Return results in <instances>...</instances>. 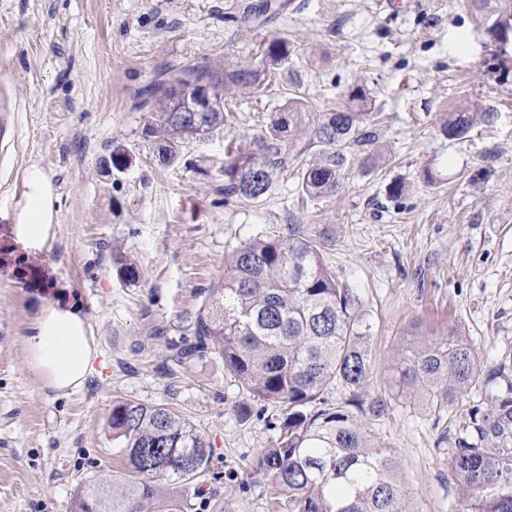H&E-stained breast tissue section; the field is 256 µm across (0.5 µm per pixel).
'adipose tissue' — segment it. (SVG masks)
Segmentation results:
<instances>
[{"instance_id":"obj_1","label":"adipose tissue","mask_w":512,"mask_h":512,"mask_svg":"<svg viewBox=\"0 0 512 512\" xmlns=\"http://www.w3.org/2000/svg\"><path fill=\"white\" fill-rule=\"evenodd\" d=\"M56 196L47 175L39 168L25 174L24 199L14 224L12 240L23 251L40 253L55 234ZM30 369L58 392L80 388L97 356L94 331L79 307L58 302L41 306L26 337Z\"/></svg>"}]
</instances>
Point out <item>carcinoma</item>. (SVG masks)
Instances as JSON below:
<instances>
[{"label":"carcinoma","mask_w":512,"mask_h":512,"mask_svg":"<svg viewBox=\"0 0 512 512\" xmlns=\"http://www.w3.org/2000/svg\"><path fill=\"white\" fill-rule=\"evenodd\" d=\"M284 8L281 0H258L244 7L246 19L260 22ZM488 29L512 30V0H495ZM292 53L285 38L271 40L260 60L242 67L224 59L197 62L165 73L139 91L137 108L157 114L148 129L160 163L170 165L180 144L192 138L174 113L194 101L192 84L208 86L217 106L202 113V134L230 120L226 101L234 93L257 91L267 74L282 71ZM180 83L182 94L170 91ZM372 101L362 83L348 89L347 104L324 112L313 125L303 114L313 105L287 97L270 113L261 133L240 146L227 145L224 198L259 200L288 169V142L318 148L299 172L302 194L311 199L336 195L351 150L366 168L379 154ZM496 112L478 103L448 113L440 132L461 139ZM112 168L122 173L132 161L115 146ZM128 282L141 279L137 262L118 259ZM222 300L199 314L196 335L209 342L234 377L244 398L281 407L275 431L255 461V473L277 484L280 512H419L412 493L398 483L399 456L374 436L372 420L388 403L366 395L371 365L372 325L359 299L325 264L322 250L290 224L285 232L257 236L224 257ZM400 386L411 390L429 411L440 415L473 392L481 399L459 415L454 447L448 450V481L462 494L464 512H512V367L508 359L490 365L456 332L433 341L417 339L394 357ZM344 392L330 402V390ZM112 439L120 445L129 477L110 484L89 481L76 493L73 512H184L186 504L162 496L165 485L188 486L206 476L212 448L186 419L163 405H112Z\"/></svg>","instance_id":"cac0c4a2"}]
</instances>
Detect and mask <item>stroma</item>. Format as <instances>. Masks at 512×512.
I'll list each match as a JSON object with an SVG mask.
<instances>
[{"label": "stroma", "mask_w": 512, "mask_h": 512, "mask_svg": "<svg viewBox=\"0 0 512 512\" xmlns=\"http://www.w3.org/2000/svg\"><path fill=\"white\" fill-rule=\"evenodd\" d=\"M247 2L0 0V512H71L80 484L123 474L109 426L116 401L165 405L210 442L207 476L171 491L186 512H271L276 492L251 466L273 436L274 408L254 402L241 414L214 351L180 361L173 347L195 344L225 254L289 224L318 242L368 315V392L389 403L373 427L397 449L401 481L421 512L463 508L441 438L457 417L417 405L391 364L411 337L451 331L488 364L512 352V73L497 69L491 12L479 0H288L245 26ZM277 37L293 44L290 76L239 98L235 125L189 139L161 164L136 91L207 58L257 62ZM293 80L313 105L310 124L365 84L384 115L378 167L352 155L338 193L310 201L298 173L313 154L293 144L267 199H225V146L264 129ZM476 100L496 110L495 123L443 136L449 112ZM116 145L132 159L122 174L107 167ZM34 165L57 195L56 229L30 256L9 226ZM394 182L407 192L392 201ZM119 253L137 261L139 282L122 278ZM61 289L100 351L84 386L66 393L42 385L25 344L33 313Z\"/></svg>", "instance_id": "stroma-1"}]
</instances>
